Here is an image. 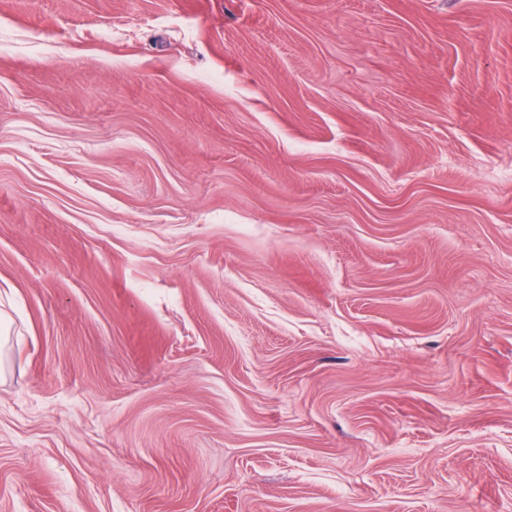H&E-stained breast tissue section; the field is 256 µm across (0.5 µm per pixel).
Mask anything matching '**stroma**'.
Returning <instances> with one entry per match:
<instances>
[{"mask_svg": "<svg viewBox=\"0 0 512 512\" xmlns=\"http://www.w3.org/2000/svg\"><path fill=\"white\" fill-rule=\"evenodd\" d=\"M0 512H512V0H0Z\"/></svg>", "mask_w": 512, "mask_h": 512, "instance_id": "obj_1", "label": "stroma"}]
</instances>
